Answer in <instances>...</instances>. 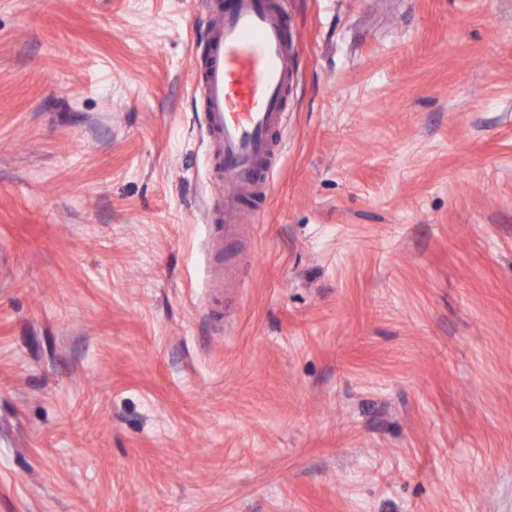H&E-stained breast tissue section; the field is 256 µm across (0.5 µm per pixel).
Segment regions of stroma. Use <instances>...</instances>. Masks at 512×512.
Here are the masks:
<instances>
[{"instance_id":"35a3bbf8","label":"stroma","mask_w":512,"mask_h":512,"mask_svg":"<svg viewBox=\"0 0 512 512\" xmlns=\"http://www.w3.org/2000/svg\"><path fill=\"white\" fill-rule=\"evenodd\" d=\"M201 2L0 0V512H512V0H282L220 335ZM224 273L223 267L218 266L213 272V288L207 290L204 302V310L207 315L213 314L222 307L224 302Z\"/></svg>"}]
</instances>
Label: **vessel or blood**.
<instances>
[{
  "instance_id": "obj_1",
  "label": "vessel or blood",
  "mask_w": 512,
  "mask_h": 512,
  "mask_svg": "<svg viewBox=\"0 0 512 512\" xmlns=\"http://www.w3.org/2000/svg\"><path fill=\"white\" fill-rule=\"evenodd\" d=\"M205 54L195 68L210 190L207 244L222 255L241 235L242 201L267 196L281 128L296 80V43L281 0H206ZM223 267L213 272L204 310L224 302Z\"/></svg>"
}]
</instances>
